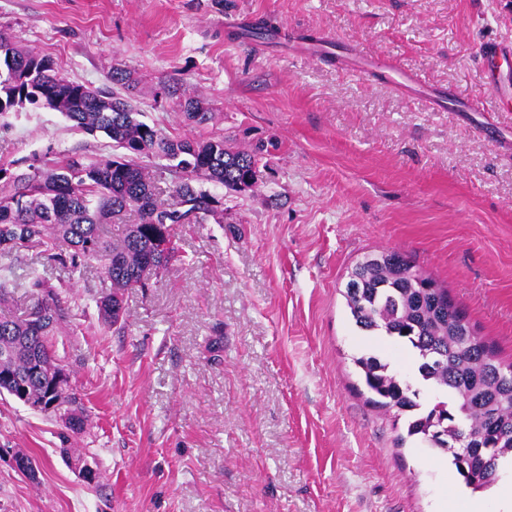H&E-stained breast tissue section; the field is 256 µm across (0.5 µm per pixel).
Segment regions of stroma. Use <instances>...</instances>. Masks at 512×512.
<instances>
[{"label":"stroma","mask_w":512,"mask_h":512,"mask_svg":"<svg viewBox=\"0 0 512 512\" xmlns=\"http://www.w3.org/2000/svg\"><path fill=\"white\" fill-rule=\"evenodd\" d=\"M251 17L277 41L232 34ZM0 31L92 88L130 70L121 97L166 134L271 146L256 187L206 183L223 223L178 227L180 261L129 291L124 329L97 318V267L19 254L76 301L56 348L97 477L67 462L61 422L2 394L0 448L38 472L0 458V512H437L456 483L446 453L367 404L353 363L373 352L413 383V355L358 329L342 291L367 252L399 250L512 362V84L476 63L484 41L512 45V0H0ZM324 34L415 87L289 48ZM166 85L203 94L213 120L182 123ZM494 88L498 111H457ZM9 122L0 161L113 151L48 109Z\"/></svg>","instance_id":"obj_1"}]
</instances>
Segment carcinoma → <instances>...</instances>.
I'll return each instance as SVG.
<instances>
[{"label":"carcinoma","instance_id":"cac0c4a2","mask_svg":"<svg viewBox=\"0 0 512 512\" xmlns=\"http://www.w3.org/2000/svg\"><path fill=\"white\" fill-rule=\"evenodd\" d=\"M178 106L197 127L212 119L201 94ZM27 108L59 112L73 127L101 133L121 155H67L20 173L14 163H0V259H6L0 262V303L17 286L12 258L22 251L74 273L97 264L105 288L95 299L98 317L104 326L122 329L126 291L148 287L177 259V226L224 223L222 199L198 181L232 191L248 179L258 181L264 146L241 151L228 148L222 137L165 135L115 93L65 79L50 57L0 35V129L9 126L10 114ZM145 158L166 161L172 201L161 198L159 178ZM130 211L138 222L121 223ZM29 283L41 291L31 307L36 317L0 316V394L23 391L77 435L87 415L52 349V337L70 322L72 308L65 291L40 276ZM342 294L355 325L411 347L419 382L437 391L432 402L421 403L420 390L400 379L388 361L364 353L353 362L372 394L369 402L405 416L407 435L433 448V422L443 421L448 439H466L465 453L445 448L465 486L474 492L490 488L501 462L512 456V363L504 364L495 346L479 336L448 289L397 250L365 255Z\"/></svg>","mask_w":512,"mask_h":512}]
</instances>
